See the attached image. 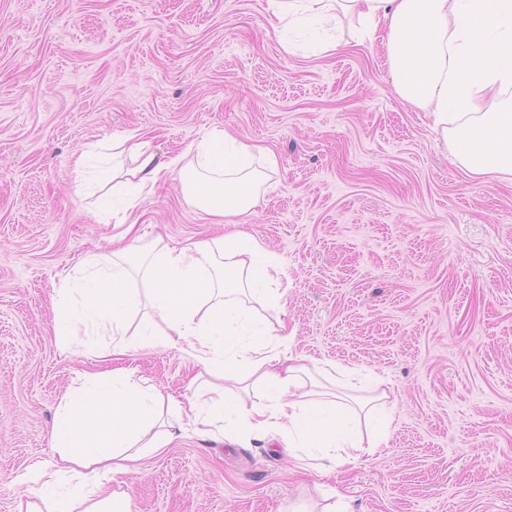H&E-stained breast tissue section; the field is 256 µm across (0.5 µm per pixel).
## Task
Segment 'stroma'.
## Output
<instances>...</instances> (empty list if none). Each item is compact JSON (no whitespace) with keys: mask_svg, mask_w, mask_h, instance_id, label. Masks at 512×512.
I'll return each instance as SVG.
<instances>
[{"mask_svg":"<svg viewBox=\"0 0 512 512\" xmlns=\"http://www.w3.org/2000/svg\"><path fill=\"white\" fill-rule=\"evenodd\" d=\"M269 0H0V512L51 465L70 390L112 370V326L79 353L54 332L63 280L125 236L134 254L217 236L173 174L119 201L75 188L73 159L137 131L160 158L225 130L279 168L247 231L288 263L293 351L389 381L379 453L323 475L220 425L185 427L128 477L129 512H284L345 495L352 512H512V182L459 167L425 112L396 93L381 40L285 52ZM148 305L126 322L124 366L144 388L208 396L203 368L164 345Z\"/></svg>","mask_w":512,"mask_h":512,"instance_id":"35a3bbf8","label":"stroma"}]
</instances>
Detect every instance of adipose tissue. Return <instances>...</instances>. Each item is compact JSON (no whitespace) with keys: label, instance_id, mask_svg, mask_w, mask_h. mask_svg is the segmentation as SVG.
<instances>
[{"label":"adipose tissue","instance_id":"1","mask_svg":"<svg viewBox=\"0 0 512 512\" xmlns=\"http://www.w3.org/2000/svg\"><path fill=\"white\" fill-rule=\"evenodd\" d=\"M281 28L325 21L348 25L354 38L382 37L400 97L427 112L454 160L471 176L512 180V0H270ZM114 163L103 179L128 212L168 175L184 176L189 202L211 218L253 212L262 187L278 169L275 154L213 131L196 147L160 159L141 134L112 140ZM244 184L241 192L212 196L205 176ZM125 252L84 259V303L69 305L60 290L58 331L81 335L90 318L105 315L124 354V322L147 298L166 325L164 341L186 352L215 379L217 399L177 404L180 424H223L227 439L252 434L279 442L289 456L316 460L320 472L356 464L382 448L393 426L383 380L333 364L308 365L292 349L283 322L267 323L288 288V265L244 230L216 239L162 245L151 251L136 288ZM370 391L354 406L337 386L354 379ZM265 399L250 402L254 391ZM163 396L140 388L133 373L117 369L99 387L68 393L51 432L56 461L36 469L18 512H113L121 493H107L117 477L136 474L143 456L166 448L174 433L157 426ZM68 473L80 476L77 493L56 488Z\"/></svg>","mask_w":512,"mask_h":512}]
</instances>
